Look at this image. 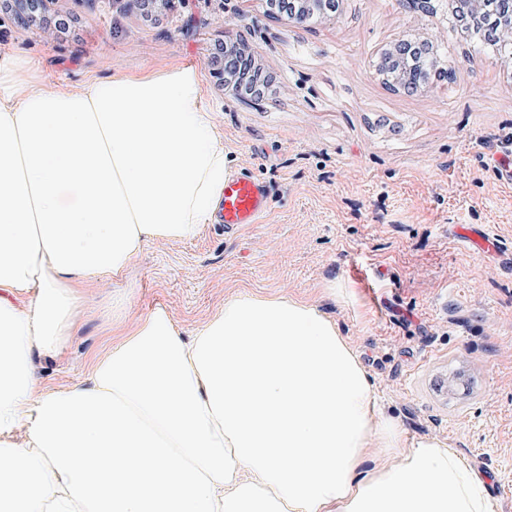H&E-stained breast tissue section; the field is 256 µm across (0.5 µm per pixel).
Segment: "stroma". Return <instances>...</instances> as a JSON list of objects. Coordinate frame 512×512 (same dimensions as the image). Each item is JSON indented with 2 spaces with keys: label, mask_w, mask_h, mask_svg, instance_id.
<instances>
[{
  "label": "stroma",
  "mask_w": 512,
  "mask_h": 512,
  "mask_svg": "<svg viewBox=\"0 0 512 512\" xmlns=\"http://www.w3.org/2000/svg\"><path fill=\"white\" fill-rule=\"evenodd\" d=\"M433 6L340 0L334 17L296 23L265 0L152 12L140 0H54L30 27L0 10V51L36 62L49 85L170 61L196 69L228 168L272 195L261 223L151 242L89 285L61 356L35 360L41 383L81 381L112 328L158 307L189 333L237 293L307 298L351 343L402 448L445 442L512 512V182L493 160L512 157V61L469 51L448 0ZM421 35L453 81L392 90L381 49ZM217 43L245 44L271 90H232L210 61ZM466 224L497 235L508 259L462 242ZM458 373L469 388L450 387Z\"/></svg>",
  "instance_id": "obj_1"
}]
</instances>
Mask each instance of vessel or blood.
Wrapping results in <instances>:
<instances>
[{"label": "vessel or blood", "mask_w": 512, "mask_h": 512, "mask_svg": "<svg viewBox=\"0 0 512 512\" xmlns=\"http://www.w3.org/2000/svg\"><path fill=\"white\" fill-rule=\"evenodd\" d=\"M270 206V190L264 181L241 172L224 182L220 222L231 234L247 224L260 223Z\"/></svg>", "instance_id": "vessel-or-blood-1"}]
</instances>
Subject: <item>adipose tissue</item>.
Here are the masks:
<instances>
[{
    "label": "adipose tissue",
    "instance_id": "ef3b65f1",
    "mask_svg": "<svg viewBox=\"0 0 512 512\" xmlns=\"http://www.w3.org/2000/svg\"><path fill=\"white\" fill-rule=\"evenodd\" d=\"M33 68L0 53V512H497L455 449L401 448L296 297L232 295L188 339L155 308L83 380L42 385L32 356L60 353L85 287L217 223L229 171L196 70L15 96Z\"/></svg>",
    "mask_w": 512,
    "mask_h": 512
}]
</instances>
